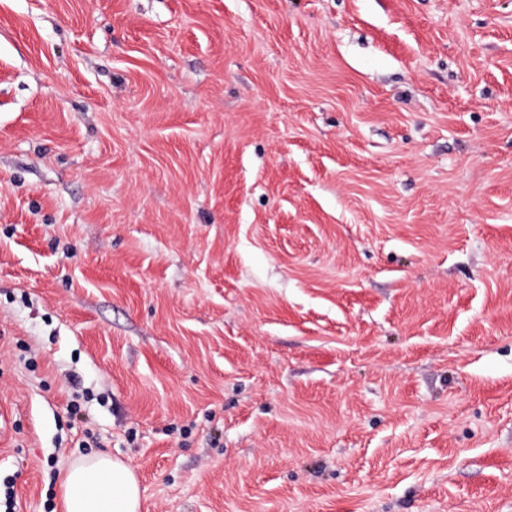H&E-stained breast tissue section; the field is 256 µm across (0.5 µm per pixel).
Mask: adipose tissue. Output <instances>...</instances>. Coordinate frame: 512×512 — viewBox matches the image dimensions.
Returning a JSON list of instances; mask_svg holds the SVG:
<instances>
[{
	"label": "adipose tissue",
	"instance_id": "ef3b65f1",
	"mask_svg": "<svg viewBox=\"0 0 512 512\" xmlns=\"http://www.w3.org/2000/svg\"><path fill=\"white\" fill-rule=\"evenodd\" d=\"M64 512H140L141 490L131 466L106 454L76 459L62 484Z\"/></svg>",
	"mask_w": 512,
	"mask_h": 512
}]
</instances>
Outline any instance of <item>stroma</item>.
Here are the masks:
<instances>
[{"label":"stroma","instance_id":"obj_1","mask_svg":"<svg viewBox=\"0 0 512 512\" xmlns=\"http://www.w3.org/2000/svg\"><path fill=\"white\" fill-rule=\"evenodd\" d=\"M512 512V0H0V484ZM64 512H139L141 490L131 466L106 454L76 459L62 484Z\"/></svg>","mask_w":512,"mask_h":512}]
</instances>
